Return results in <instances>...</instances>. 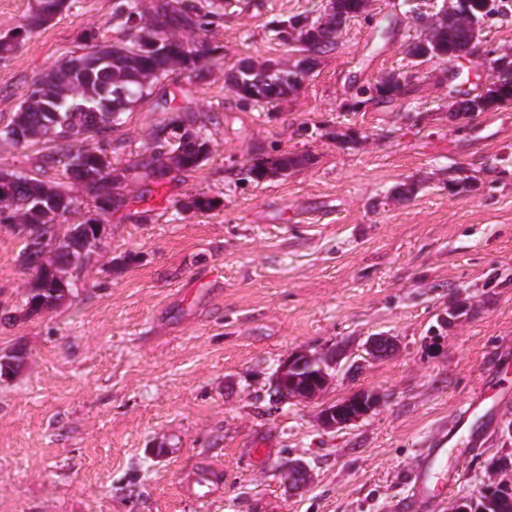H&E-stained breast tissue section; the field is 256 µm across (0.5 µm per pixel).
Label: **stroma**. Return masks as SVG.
Masks as SVG:
<instances>
[{
	"instance_id": "stroma-1",
	"label": "stroma",
	"mask_w": 512,
	"mask_h": 512,
	"mask_svg": "<svg viewBox=\"0 0 512 512\" xmlns=\"http://www.w3.org/2000/svg\"><path fill=\"white\" fill-rule=\"evenodd\" d=\"M113 3L67 0L0 59V127L40 73L104 31ZM442 3L370 0L271 106L243 103L227 72L294 63L274 26L322 19L326 0H224L206 30L182 32L213 52L107 134L125 202L47 312L24 315L21 239L0 223V351L25 355L0 379V512H400L419 448L512 351V105L455 114L512 57V11L486 21L473 56L415 57ZM392 74L400 89L381 91ZM189 113L213 119L208 158L155 187L134 164ZM51 151L66 148L0 138V171L59 184L66 223H83V186L63 166L39 169ZM280 153L308 162L245 180L244 165ZM199 195L214 207L189 208ZM378 334L396 343L384 359L365 350ZM298 351L335 353L336 375L314 399L273 403L271 377ZM360 392L377 396L371 413L324 430L323 409ZM474 429L443 512L512 484L496 467L512 465V428L490 410ZM294 460L312 474L300 491L283 476ZM204 469L218 488L196 501L185 490Z\"/></svg>"
}]
</instances>
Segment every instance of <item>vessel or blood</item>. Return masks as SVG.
<instances>
[{
    "mask_svg": "<svg viewBox=\"0 0 512 512\" xmlns=\"http://www.w3.org/2000/svg\"><path fill=\"white\" fill-rule=\"evenodd\" d=\"M487 402L485 393H474L417 455L408 475V494L401 502L402 512H439L445 495L458 480V472L448 460L472 442L473 416Z\"/></svg>",
    "mask_w": 512,
    "mask_h": 512,
    "instance_id": "obj_1",
    "label": "vessel or blood"
}]
</instances>
